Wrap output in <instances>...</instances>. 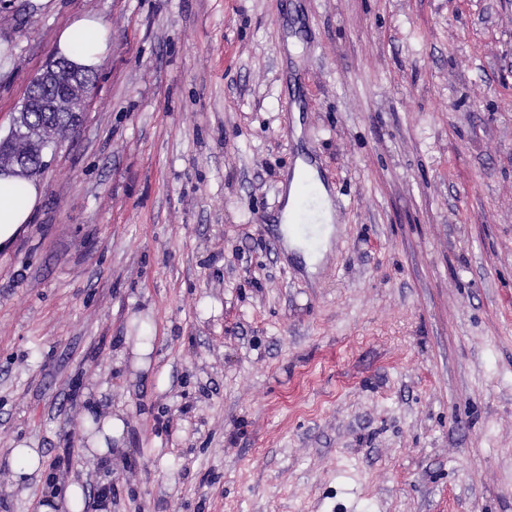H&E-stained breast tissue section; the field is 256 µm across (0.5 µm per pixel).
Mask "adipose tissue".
<instances>
[{"label": "adipose tissue", "instance_id": "ef3b65f1", "mask_svg": "<svg viewBox=\"0 0 512 512\" xmlns=\"http://www.w3.org/2000/svg\"><path fill=\"white\" fill-rule=\"evenodd\" d=\"M109 31L98 16L82 14L74 18L57 38L55 52L84 71L98 68L109 52ZM42 189L38 181L8 172H0V245L12 240L21 226L29 223L38 205ZM124 421L105 412H97L89 424L88 452L101 459L112 457V442L121 438Z\"/></svg>", "mask_w": 512, "mask_h": 512}]
</instances>
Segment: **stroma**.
Here are the masks:
<instances>
[{
  "instance_id": "1",
  "label": "stroma",
  "mask_w": 512,
  "mask_h": 512,
  "mask_svg": "<svg viewBox=\"0 0 512 512\" xmlns=\"http://www.w3.org/2000/svg\"><path fill=\"white\" fill-rule=\"evenodd\" d=\"M53 2L0 0V135L75 15L110 51L0 246V512H512V0ZM298 169H303V170L305 169V170L310 171L309 174H311V175L314 174V172L310 169V167L306 166L305 164L298 165V167L295 169L293 180H292V183L290 186V190L287 193L286 203H285V206H284L283 212H282V219L284 221L283 230L286 233L287 237H288V230H287L286 225L290 224V221L292 220V211L294 209V204L296 201V194H297V183H298V180L300 179L301 173H302V172L298 171ZM312 220H313L312 215L309 213L308 210H305L301 204L299 211L294 216V224H290L292 235H294L295 237H303L306 240H308L310 243H312L314 240L312 239L311 235L309 234V231H310L309 226L310 225L308 224V223H311ZM92 412L96 414L97 422H94ZM92 412L87 414L90 422L86 443L89 448H85V451L102 460H109L112 458V438L119 440L122 437L126 428L125 422L117 415L102 412L98 408H94ZM12 457L16 463L15 480L19 482L26 481L44 467L39 449L29 447L26 442H20L12 448ZM84 500V488L79 482L70 483L60 498L57 491L52 490L45 501L41 503L39 512H54L57 505L63 503L71 512H81Z\"/></svg>"
}]
</instances>
